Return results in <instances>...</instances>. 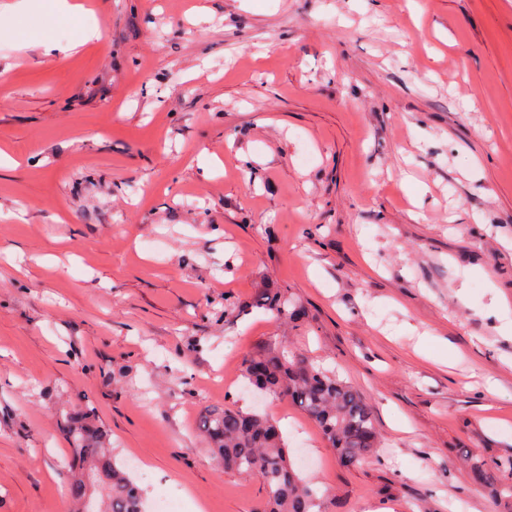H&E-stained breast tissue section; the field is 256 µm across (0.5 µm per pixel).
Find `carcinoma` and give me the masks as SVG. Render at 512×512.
Returning <instances> with one entry per match:
<instances>
[{
    "label": "carcinoma",
    "instance_id": "obj_1",
    "mask_svg": "<svg viewBox=\"0 0 512 512\" xmlns=\"http://www.w3.org/2000/svg\"><path fill=\"white\" fill-rule=\"evenodd\" d=\"M256 306L290 320L300 316L295 303L271 288L259 292ZM243 374L257 389L298 406L317 424L342 465L357 466L378 447L372 409L360 394L288 346L278 342L246 359ZM90 419L91 414L82 410L68 418L72 452L68 492L75 512H88L85 506L98 492L97 512H142L141 489L116 465L112 449L104 446ZM200 432L224 469L260 480L268 492L262 512H322L319 489L294 470L281 433L269 418L228 407L210 408ZM463 457L492 498H512V456L494 462L498 478L488 476L486 463L471 453L466 451Z\"/></svg>",
    "mask_w": 512,
    "mask_h": 512
}]
</instances>
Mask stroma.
<instances>
[{"label":"stroma","instance_id":"35a3bbf8","mask_svg":"<svg viewBox=\"0 0 512 512\" xmlns=\"http://www.w3.org/2000/svg\"><path fill=\"white\" fill-rule=\"evenodd\" d=\"M83 2L0 0V512H71L79 408L144 512H262L198 430L224 406L322 512H512L460 458L512 453V0ZM281 340L371 406L372 457L244 378ZM256 306L277 312L283 317L297 319L300 316V310L284 293L271 288L262 289L256 300Z\"/></svg>","mask_w":512,"mask_h":512}]
</instances>
